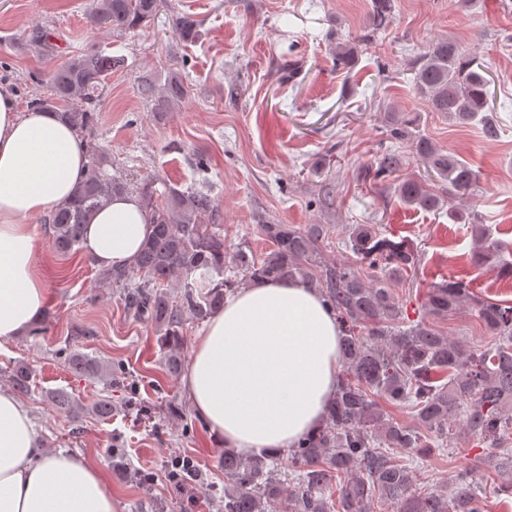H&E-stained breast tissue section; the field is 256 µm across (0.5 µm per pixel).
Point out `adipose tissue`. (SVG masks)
<instances>
[{
    "instance_id": "1",
    "label": "adipose tissue",
    "mask_w": 512,
    "mask_h": 512,
    "mask_svg": "<svg viewBox=\"0 0 512 512\" xmlns=\"http://www.w3.org/2000/svg\"><path fill=\"white\" fill-rule=\"evenodd\" d=\"M76 133L54 114L20 111L0 83V340L32 329L49 288L37 269L33 218L71 200L86 173ZM150 232L138 196L114 197L87 225L98 266H124ZM340 327L318 290L255 281L228 293L195 336L182 389L214 440L244 454L281 453L317 431L342 373ZM0 512H121L103 473L50 452L29 407L0 387Z\"/></svg>"
}]
</instances>
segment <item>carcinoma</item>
<instances>
[{"label":"carcinoma","mask_w":512,"mask_h":512,"mask_svg":"<svg viewBox=\"0 0 512 512\" xmlns=\"http://www.w3.org/2000/svg\"><path fill=\"white\" fill-rule=\"evenodd\" d=\"M161 0H89L91 22L112 32L135 30L158 12ZM393 22V0H372L368 28L386 30ZM175 29L185 40L197 33L195 16L175 17ZM366 38L336 42L339 68L351 67ZM118 60L95 50L50 68L49 96L40 109L55 114L84 138L88 157L85 178L71 202L48 219L52 248L75 253L84 225L118 194L136 193L152 227L133 262L100 272V284L117 288L126 313L153 326L165 350L167 372L175 376L183 363V324L190 317L205 321L224 306V295L254 279L300 280L321 291L339 323L343 373L325 425L291 449L288 461L296 476L289 490L278 477V455L243 457L224 449V491L208 488L224 512H369L375 502L384 512H486L487 496L476 485L473 471L458 474L450 493L416 485L402 450L425 458L441 448L449 427L460 421L466 434L487 446L484 463L504 478L495 493L512 497V450L503 443L512 438V305L484 301L463 278L430 285L418 320L402 317L391 284L403 280L420 263L418 252L406 241L384 235L378 224H356L349 229L346 248L352 256L336 263L322 259L320 244L330 235L328 224H261L271 251L255 257L243 248L227 256L224 236L213 216L214 199L206 189L170 187L166 202L154 203L157 189L145 181L131 184L109 172L106 151L92 138L97 115L80 107H64L88 99L95 79L112 72ZM416 93L436 112L459 126L479 125L489 139L500 126L489 107L487 66L465 53L461 45L443 37L432 41L412 63ZM185 84L179 74L169 76L156 91L148 79L141 94L157 113L182 102ZM389 139L402 143L424 173L399 177L405 153L386 148L362 170V179L389 181L398 201L411 209L435 212L448 207V219L470 224L475 240V265L499 264L501 275L512 278V263L498 262L500 245L458 202L471 197L480 175L471 164L437 146L416 131V118L396 109L380 115ZM232 275H226V270ZM179 290L170 298L164 286ZM465 304L472 305L498 343L483 351L454 340L437 329L432 318H446ZM60 358L74 372L96 375L103 366L73 351ZM32 369L19 364L13 384L29 389ZM408 407L416 425L399 423L385 415L380 402ZM341 482L338 499L327 496L332 481Z\"/></svg>","instance_id":"carcinoma-1"}]
</instances>
